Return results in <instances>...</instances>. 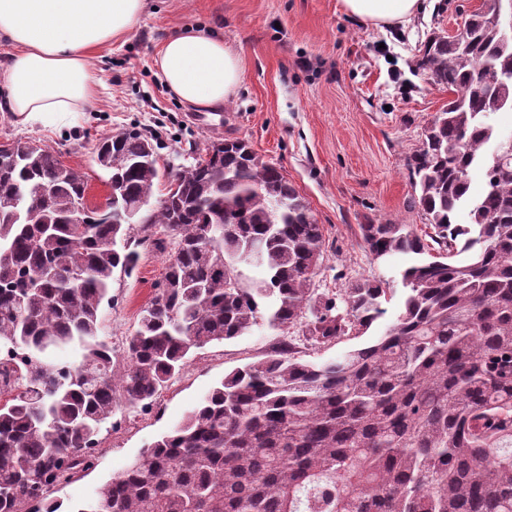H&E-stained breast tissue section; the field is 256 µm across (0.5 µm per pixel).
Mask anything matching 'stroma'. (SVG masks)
Segmentation results:
<instances>
[{
	"instance_id": "35a3bbf8",
	"label": "stroma",
	"mask_w": 512,
	"mask_h": 512,
	"mask_svg": "<svg viewBox=\"0 0 512 512\" xmlns=\"http://www.w3.org/2000/svg\"><path fill=\"white\" fill-rule=\"evenodd\" d=\"M462 0H434L408 22L370 27L347 15L342 0H147L135 33L93 60L105 81L94 104L72 126L23 128L0 113V143L33 140L53 148L83 175L92 191L107 178L97 163L99 142L135 130L152 138L160 172L190 165L218 136L239 137L265 160L282 166L325 229V257L314 282L339 294L353 281L389 283L386 314L367 331L383 334L400 305L399 273L410 256L373 260L360 236L368 221L414 225L408 157L423 128L448 102L447 88L415 67L421 43L450 33ZM211 30L243 59V75L225 102L224 131H203L163 83L156 58L161 43L187 28ZM167 253L143 251L132 276H115L101 307V330L122 350L140 310L155 294ZM282 337L262 327L197 350L152 408L117 412L103 433L93 468L56 487L61 512H74L97 487L185 416L234 368L263 359Z\"/></svg>"
}]
</instances>
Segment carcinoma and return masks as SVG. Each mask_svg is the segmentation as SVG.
I'll return each mask as SVG.
<instances>
[{
	"label": "carcinoma",
	"instance_id": "carcinoma-1",
	"mask_svg": "<svg viewBox=\"0 0 512 512\" xmlns=\"http://www.w3.org/2000/svg\"><path fill=\"white\" fill-rule=\"evenodd\" d=\"M499 3L468 15L467 40L433 33L420 49L416 68L452 93L408 158L431 232L359 225L372 259L419 260L402 271L394 322L336 359L302 348L362 337L390 289L361 278L343 307L317 302L324 226L245 140L213 142L174 173L152 210L159 238L112 222L153 197L142 133L99 146L113 196L90 216L84 176L52 148L0 144L13 157L0 165V347L20 356L0 370L13 392L0 404V512H58L48 493L94 464L117 412L149 408L195 350L263 322L282 331L278 346L225 374L78 512H512V150L487 155L494 115L512 110V39L486 21ZM138 246L172 254L117 377L100 306L115 271L137 269ZM46 265L52 275L35 278ZM69 348L79 360L59 363Z\"/></svg>",
	"mask_w": 512,
	"mask_h": 512
}]
</instances>
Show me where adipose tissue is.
<instances>
[{"label": "adipose tissue", "instance_id": "obj_1", "mask_svg": "<svg viewBox=\"0 0 512 512\" xmlns=\"http://www.w3.org/2000/svg\"><path fill=\"white\" fill-rule=\"evenodd\" d=\"M348 15L374 27L408 21L424 0H343ZM145 0H0V37L10 52L0 66V112L16 124L54 125L85 111L102 84L92 53L138 26ZM158 71L187 107L215 109L236 90L241 57L221 35L188 31L168 37Z\"/></svg>", "mask_w": 512, "mask_h": 512}]
</instances>
